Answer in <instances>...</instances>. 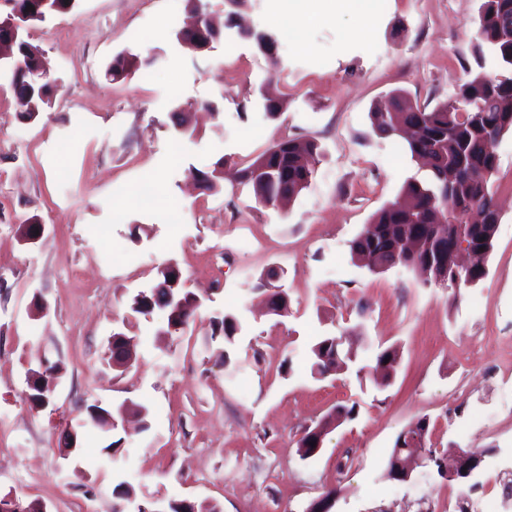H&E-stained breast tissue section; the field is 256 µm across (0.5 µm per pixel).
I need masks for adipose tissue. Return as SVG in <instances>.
<instances>
[{
	"label": "adipose tissue",
	"instance_id": "adipose-tissue-1",
	"mask_svg": "<svg viewBox=\"0 0 512 512\" xmlns=\"http://www.w3.org/2000/svg\"><path fill=\"white\" fill-rule=\"evenodd\" d=\"M376 7L377 0H276L273 15L281 37L298 41L304 28L344 13L352 14L358 26H366Z\"/></svg>",
	"mask_w": 512,
	"mask_h": 512
}]
</instances>
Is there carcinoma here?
Masks as SVG:
<instances>
[{"label":"carcinoma","instance_id":"obj_1","mask_svg":"<svg viewBox=\"0 0 512 512\" xmlns=\"http://www.w3.org/2000/svg\"><path fill=\"white\" fill-rule=\"evenodd\" d=\"M21 63L16 75L18 115L23 121L35 119L51 104L54 85L39 87L29 84L28 71L42 64L40 49L10 43L0 33V48ZM478 53L493 52L498 70L484 71L482 58L477 68L469 69L467 80L454 99H448L432 109L407 103L399 92L390 95L383 112H369L373 132L381 138H401L406 129L424 130L420 139L405 138V148L412 158L428 167L427 181L405 183L399 198L375 211L363 231L352 241V260L372 272H384L400 265L429 270V282L440 275V264H448V275L442 287L475 286L488 274V261L498 230L499 213L491 190L490 179L497 167L496 146L508 132L512 133V0H482L477 17ZM140 67L132 54L119 53L108 71L111 80L126 78ZM319 156L315 142L297 143L283 139L241 169L238 184L252 189L256 203L276 206L291 200L307 188L315 172ZM463 228L472 253V261L464 273H455L451 257L456 227ZM414 237L417 248L407 253L401 241ZM162 280L150 292L134 296L133 312L148 315L153 304L169 309L166 330H182L181 314L167 303L164 284L176 277V270L167 265L160 271ZM214 338L231 340L239 328L231 313L211 320ZM335 337L323 336L312 347L311 371L325 376L353 362L347 354L335 349ZM398 365V351L393 347L376 356L373 371L381 374L382 385L390 384ZM443 454L459 455L470 472L458 477L464 484L481 467L485 451L479 448H447ZM171 512H222L219 503L202 501L190 508L183 502L170 503Z\"/></svg>","mask_w":512,"mask_h":512}]
</instances>
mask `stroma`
Returning <instances> with one entry per match:
<instances>
[{"label":"stroma","instance_id":"stroma-1","mask_svg":"<svg viewBox=\"0 0 512 512\" xmlns=\"http://www.w3.org/2000/svg\"><path fill=\"white\" fill-rule=\"evenodd\" d=\"M479 5L381 0L367 30L344 15L303 43L278 40L274 66L232 30L204 51L182 44L188 0H78L31 30L58 85L26 122L0 76V495L113 512L124 481L140 501L215 500L223 512H306L330 489L333 512H453L460 488L435 465L407 482L386 476L396 437L422 417L427 447L487 449L476 497L497 495L512 460V133L496 148L500 222L478 285L448 290L350 259L371 214L428 178L400 141L372 132L370 110L394 91L431 108L456 96ZM120 52L143 65L114 81ZM262 84L282 112L259 105ZM287 136L320 145L314 177L286 206L259 207L231 174ZM221 160L220 188L195 189L192 170ZM144 180L156 186L149 209L136 195ZM26 224L44 227L35 246L19 242ZM169 263L201 301L173 335L161 332L165 309L131 310ZM274 268L284 317L263 305ZM228 312L238 332L212 339L211 318ZM348 330L358 365L398 348L391 386L312 375L313 344ZM116 332L134 340L124 372L110 360ZM43 360L61 372L35 409L26 378ZM339 404L356 418L302 457L299 438ZM92 405L148 415L104 433ZM74 430L81 447L62 459Z\"/></svg>","mask_w":512,"mask_h":512}]
</instances>
